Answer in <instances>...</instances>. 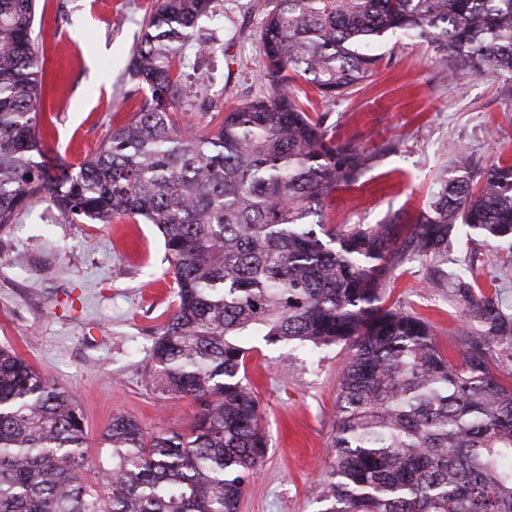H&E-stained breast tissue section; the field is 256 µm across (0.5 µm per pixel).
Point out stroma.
Listing matches in <instances>:
<instances>
[{
  "label": "stroma",
  "instance_id": "35a3bbf8",
  "mask_svg": "<svg viewBox=\"0 0 512 512\" xmlns=\"http://www.w3.org/2000/svg\"><path fill=\"white\" fill-rule=\"evenodd\" d=\"M160 0H36L34 50L44 63L39 130L51 155L79 164L138 112L151 93L131 78L144 18ZM179 49L184 79L198 96L197 128L267 95L259 33L266 0H215ZM217 45L198 56L200 43ZM296 98L336 140L374 153L357 183L334 192L323 221L378 224L425 207L460 148L481 163L512 160V85L492 74L451 78L432 45L391 38L373 78L322 100L304 83ZM451 259L466 260L477 286L489 287L507 248L476 237ZM163 239L127 217L73 224L39 195L0 231V347L18 352L75 395L85 417L86 454L114 414L151 432H188L200 407L188 397H158L145 379L151 348L177 301ZM431 260L392 276L391 302L426 320L443 353L459 364L463 308L430 287ZM333 346L256 340L247 375L260 404L267 448L238 512H320L333 459L338 372Z\"/></svg>",
  "mask_w": 512,
  "mask_h": 512
}]
</instances>
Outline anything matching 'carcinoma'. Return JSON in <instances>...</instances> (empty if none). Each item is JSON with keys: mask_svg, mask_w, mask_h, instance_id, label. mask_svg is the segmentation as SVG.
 I'll use <instances>...</instances> for the list:
<instances>
[{"mask_svg": "<svg viewBox=\"0 0 512 512\" xmlns=\"http://www.w3.org/2000/svg\"><path fill=\"white\" fill-rule=\"evenodd\" d=\"M214 13L213 0H161L130 68L151 100L75 167L37 132L35 0H0V229L44 193L72 221L155 225L177 307L148 376L201 407L188 433L112 415L91 468L75 396L1 348L0 512H237L267 447L246 371L257 336L345 351L323 512H512V383L487 363L492 352L512 362V266L488 288L460 261L431 282L464 309L461 368L386 288L410 256L445 265L455 240L511 241L512 164L460 151L405 238L398 216L333 227L327 199L372 156L328 138L293 90L342 95L396 34L426 39L450 75L512 81V0H269V96L185 137L169 113L194 107L178 50Z\"/></svg>", "mask_w": 512, "mask_h": 512, "instance_id": "cac0c4a2", "label": "carcinoma"}]
</instances>
